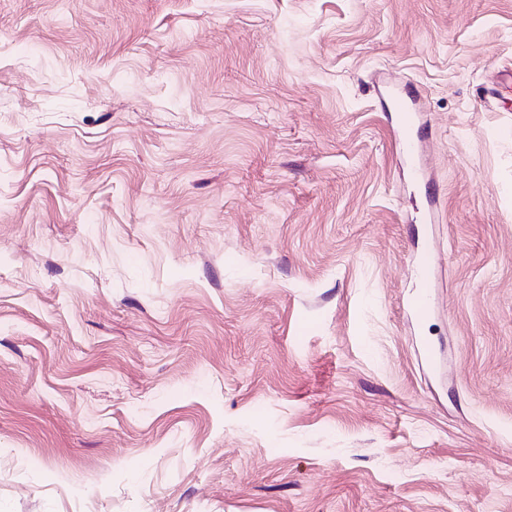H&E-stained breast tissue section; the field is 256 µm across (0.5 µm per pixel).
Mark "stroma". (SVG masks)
Segmentation results:
<instances>
[{
    "mask_svg": "<svg viewBox=\"0 0 512 512\" xmlns=\"http://www.w3.org/2000/svg\"><path fill=\"white\" fill-rule=\"evenodd\" d=\"M0 512H512V0H0Z\"/></svg>",
    "mask_w": 512,
    "mask_h": 512,
    "instance_id": "obj_1",
    "label": "stroma"
}]
</instances>
